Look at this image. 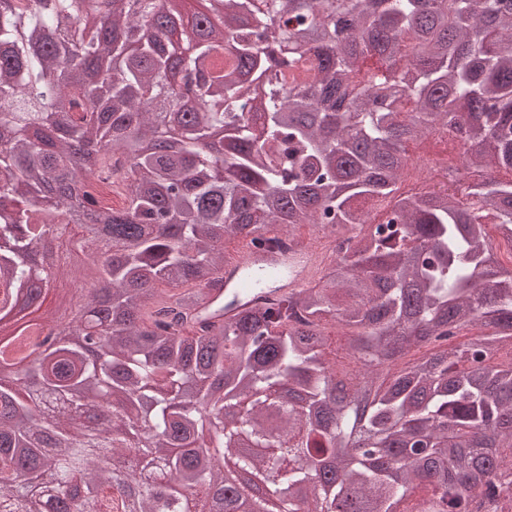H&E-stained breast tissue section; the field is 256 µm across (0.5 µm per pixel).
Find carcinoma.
<instances>
[{
	"mask_svg": "<svg viewBox=\"0 0 512 512\" xmlns=\"http://www.w3.org/2000/svg\"><path fill=\"white\" fill-rule=\"evenodd\" d=\"M207 3L107 0L97 22L87 0H0V314L73 271L97 337L0 385V512L35 491L124 512L103 457L168 477L138 512H240L263 489L218 454L279 512H312L298 486L332 512H512V0ZM442 134L462 167L398 193L406 145ZM112 182L118 208L88 191ZM308 225L346 235L318 282L222 321L225 241ZM50 239L84 262L32 265ZM331 321L356 329L354 382L324 358ZM132 423L154 436L134 452Z\"/></svg>",
	"mask_w": 512,
	"mask_h": 512,
	"instance_id": "obj_1",
	"label": "carcinoma"
}]
</instances>
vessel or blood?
I'll return each mask as SVG.
<instances>
[{"label":"vessel or blood","instance_id":"b4317fda","mask_svg":"<svg viewBox=\"0 0 512 512\" xmlns=\"http://www.w3.org/2000/svg\"><path fill=\"white\" fill-rule=\"evenodd\" d=\"M314 265V256L297 245L248 247L241 260L224 268L221 288L233 289L238 295L237 305L225 308V318H233L238 310L305 287Z\"/></svg>","mask_w":512,"mask_h":512}]
</instances>
